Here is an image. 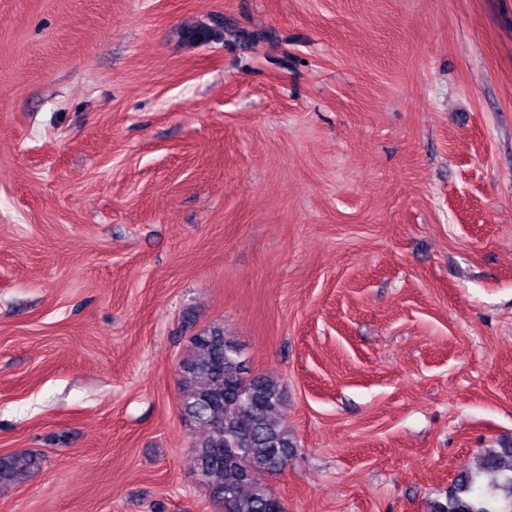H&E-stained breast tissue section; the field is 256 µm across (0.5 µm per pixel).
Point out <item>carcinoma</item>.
<instances>
[{
	"label": "carcinoma",
	"instance_id": "obj_1",
	"mask_svg": "<svg viewBox=\"0 0 512 512\" xmlns=\"http://www.w3.org/2000/svg\"><path fill=\"white\" fill-rule=\"evenodd\" d=\"M236 340L221 324L192 336L179 368L183 415L200 433L191 442L194 469L224 512H283L269 488L254 481L259 471L285 470L296 448L277 418L284 403L279 381L249 378ZM43 464L40 454L21 450L0 455V486ZM482 474L496 481L476 486ZM428 512H512V440L486 448L474 473L460 474L444 499Z\"/></svg>",
	"mask_w": 512,
	"mask_h": 512
}]
</instances>
